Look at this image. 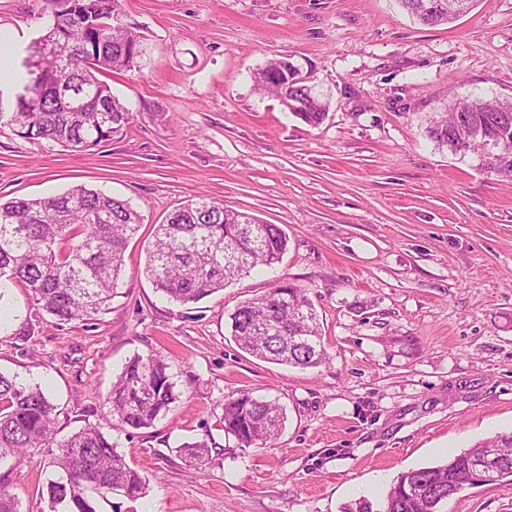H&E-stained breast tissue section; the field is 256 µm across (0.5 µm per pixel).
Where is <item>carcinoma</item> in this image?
I'll return each mask as SVG.
<instances>
[{"instance_id": "1", "label": "carcinoma", "mask_w": 512, "mask_h": 512, "mask_svg": "<svg viewBox=\"0 0 512 512\" xmlns=\"http://www.w3.org/2000/svg\"><path fill=\"white\" fill-rule=\"evenodd\" d=\"M407 15L424 26L453 22L448 13L428 14L423 0H399ZM82 20L52 31L76 49L73 63L58 68L50 51L27 69L28 78L0 125L32 142H54L82 151L122 133L132 113L99 76L131 69L143 53L141 36L114 19L121 0H66ZM283 60L259 69V90L293 103L292 113L319 125L327 103ZM79 95L85 110L66 112L60 89ZM430 136L451 152L481 151L495 158L497 174L512 179V102L467 97L434 123ZM141 227V215L125 199L76 185L36 199L0 202V300L12 284L29 289L43 311L62 323H87L108 309L123 272V254ZM288 240L275 224L205 199L188 200L157 225L147 251L145 273L155 289L186 305L197 303L259 266L280 262ZM231 336L252 356L280 364L318 367L326 361L320 324L306 289L284 279L245 300L230 315ZM168 364L157 354L135 355L112 382L101 413L133 430L151 427L177 401ZM55 406L38 385L0 372V462L18 463L43 448L56 472L47 484L41 512H97L94 496L136 500L148 478L132 466L99 423L67 438H55ZM284 424L280 406L241 392L224 401V431L244 448L277 439ZM495 449L486 474L492 484L512 478V431L476 443L443 464L410 469L391 485L381 504L360 499L344 512H439L440 505L468 485L469 461ZM180 451L195 465L209 460L206 441L184 443Z\"/></svg>"}]
</instances>
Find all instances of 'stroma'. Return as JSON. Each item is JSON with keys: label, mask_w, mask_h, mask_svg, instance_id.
Returning <instances> with one entry per match:
<instances>
[{"label": "stroma", "mask_w": 512, "mask_h": 512, "mask_svg": "<svg viewBox=\"0 0 512 512\" xmlns=\"http://www.w3.org/2000/svg\"><path fill=\"white\" fill-rule=\"evenodd\" d=\"M44 0H0V34L22 65L44 32ZM145 53L106 74L132 119L82 152L0 127V199L75 185L129 200L143 217L109 308L59 323L11 286L0 372L41 385L66 438L97 422L134 355L158 353L179 398L153 427L108 433L149 479L145 497L97 512H341L384 497L512 430V180L476 153L439 149L428 129L456 99L512 100V0H479L450 25L410 19L397 0H123ZM292 63L329 103L304 123L261 93L255 72ZM205 196L278 225L288 247L201 301L180 305L145 274L155 227ZM306 288L327 351L316 368L239 349L230 315L276 279ZM31 337H23L25 327ZM286 413L281 435L240 447L224 431L239 392ZM207 441L192 466L178 450ZM48 458L0 463V488L44 506ZM443 512H512V483L468 486Z\"/></svg>", "instance_id": "stroma-1"}]
</instances>
